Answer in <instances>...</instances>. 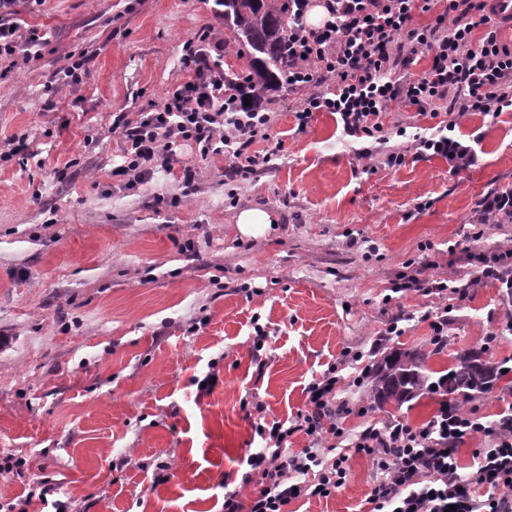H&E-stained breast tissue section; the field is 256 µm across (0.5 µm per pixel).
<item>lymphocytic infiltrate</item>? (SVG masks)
<instances>
[{"mask_svg":"<svg viewBox=\"0 0 512 512\" xmlns=\"http://www.w3.org/2000/svg\"><path fill=\"white\" fill-rule=\"evenodd\" d=\"M14 0H0V57L37 59L45 43L37 29H22L12 9ZM325 7L320 26L307 22L310 6ZM288 15V89L302 93L295 112L298 129L313 113L339 114L347 135L387 141L386 117L402 106L435 119L431 134H414L418 155L438 156L449 173L474 165L473 145L453 134V113L480 112L498 117L512 110V41L485 9L484 0H282ZM427 15L414 24V14ZM429 66L418 75L407 70L418 57ZM187 82L168 91L160 106L131 122L125 113L112 127L123 132L122 164L113 175L128 191L139 189L156 169L181 166L184 185L196 171L180 163L181 146L195 144L201 157L224 155L229 179L244 178L272 158L255 151L269 141V113L243 106L247 73L228 75L224 43L212 29L197 33L184 44ZM338 379L325 373L308 387L307 407L294 424L273 422L257 426L265 448L250 454L242 478L252 488L249 499L239 490L224 493V512H285L300 498H327L349 476L351 453L372 456L378 477L366 502L369 512H512V502L499 490L512 480V410L498 419L480 422L464 415L445 398L443 382L433 389L438 408L424 425L394 421L368 426L351 441L350 450L320 447L321 438H343L337 418ZM312 438L313 447L290 453L283 444L296 432ZM480 436L468 474H461L459 446Z\"/></svg>","mask_w":512,"mask_h":512,"instance_id":"f902f5d3","label":"lymphocytic infiltrate"}]
</instances>
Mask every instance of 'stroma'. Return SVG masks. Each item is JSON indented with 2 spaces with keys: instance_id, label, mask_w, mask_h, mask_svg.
Masks as SVG:
<instances>
[{
  "instance_id": "35a3bbf8",
  "label": "stroma",
  "mask_w": 512,
  "mask_h": 512,
  "mask_svg": "<svg viewBox=\"0 0 512 512\" xmlns=\"http://www.w3.org/2000/svg\"><path fill=\"white\" fill-rule=\"evenodd\" d=\"M15 9L48 41L40 58L0 60V152L22 134L30 143L0 162V512H55L56 500L65 512H224L225 485L240 486L247 456L265 445L256 424L294 420L332 365L351 408L346 435L431 418L432 394L381 408L371 383L354 386L357 350L423 354L436 378L457 354L487 348L509 372L463 410L491 421L512 404V290L473 283L464 252L512 250V220L482 225L477 209L512 189V111L458 119L455 136L478 142L475 165L458 174L395 134L382 149L404 152L405 164L366 171L355 156L364 140L329 112L298 130L301 96L283 88L263 100L283 149L235 188L223 156L191 145L181 159L197 170L193 185L158 172L126 191L111 175L122 154L113 117L137 120L187 80L184 42L226 31L213 0ZM72 56L86 73L69 87L56 74ZM245 207L275 214L272 231L242 236L234 216ZM455 243L461 252L449 253ZM411 260L470 286L452 302L443 348L421 316L444 299L390 292ZM396 316L406 333L386 335ZM258 324L268 338L257 354ZM211 373L216 383L201 388ZM349 466L335 494L287 512H366L372 458ZM45 482L49 503L29 499Z\"/></svg>"
}]
</instances>
